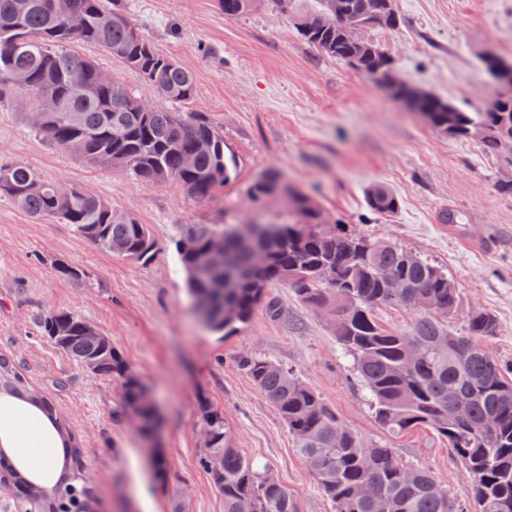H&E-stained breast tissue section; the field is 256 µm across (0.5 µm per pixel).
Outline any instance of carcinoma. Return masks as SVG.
I'll return each mask as SVG.
<instances>
[{"label":"carcinoma","mask_w":512,"mask_h":512,"mask_svg":"<svg viewBox=\"0 0 512 512\" xmlns=\"http://www.w3.org/2000/svg\"><path fill=\"white\" fill-rule=\"evenodd\" d=\"M256 0H222L224 16L250 12ZM295 17L298 34L319 54L343 61L376 86L388 81L393 65L375 43L356 44L336 23L330 0ZM344 12L362 23L387 12V28L400 25L394 0H342ZM78 12L83 27L65 28L61 19ZM93 44L119 61L134 78L164 101L187 104L196 94L195 77L176 59L158 53L139 30L124 0H0V101L17 88L2 79L23 80L43 125L35 136L70 151L94 167L119 169L141 185L175 184L206 203L224 187L237 167L225 153L224 130L203 112H172L144 99L131 84L97 82L98 64L78 54ZM417 110L429 126L483 150L512 160V95L498 112L467 110L430 94ZM256 203L277 196L292 199L293 223L190 224L175 241L188 292L208 297L207 316L215 332L230 333L261 308L272 319L281 309L271 288L283 285L331 327L342 354L368 393L380 427L391 437L427 428L448 441L463 469V494L473 512H512V365L494 358L485 346L498 322L474 309L456 331L450 320L462 306V288L434 263L402 246L348 232L323 230L325 217L308 195L267 171L249 189ZM30 217L69 224L83 238L135 264L156 254L145 224L85 187L67 193L46 181L28 163L0 164V198ZM369 212L390 216L398 198L386 185L365 190ZM333 268L325 282L321 271ZM381 307L414 314L407 331L386 328L375 319ZM87 321L58 310L41 330L60 352L77 362L92 361L95 375L119 388L118 414L139 416L144 436L153 433L148 387L112 346L108 336L92 338ZM235 366L273 406L293 437L295 448L318 469L311 475L333 512H463L448 487L431 472L404 461L388 443H373L350 428L307 383L255 352H241ZM16 400L37 412L54 430L63 455L61 478L43 485L29 470L0 453V481L18 496L10 512H91L93 487L82 480L81 439L58 414L52 399L33 387L13 360L0 353V399ZM197 414L210 428L198 459L224 501V512H295L292 496L270 469L245 455L223 411L199 400ZM219 459L221 467H212Z\"/></svg>","instance_id":"cac0c4a2"}]
</instances>
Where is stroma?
<instances>
[{
	"mask_svg": "<svg viewBox=\"0 0 512 512\" xmlns=\"http://www.w3.org/2000/svg\"><path fill=\"white\" fill-rule=\"evenodd\" d=\"M142 34L176 58L196 81L188 112L224 129L234 177L200 203L172 184L144 186L109 168L88 166L69 151L34 137L25 110L0 102V162L22 160L59 187H87L148 226L156 243L145 265L105 252L70 225L35 220L0 198V352L54 400L82 439L98 512H224L198 466L197 404L222 409L241 450L268 464L292 495L296 512H332L287 428L264 394L233 365L242 351L288 368L366 438L386 440L331 328L285 287H274L284 317L256 311L224 336L191 307L174 241L188 224L272 223L290 219L285 197L253 203L251 184L277 171L341 223L401 245L447 271L462 287V308L491 312L499 332L487 346L512 363V164L471 141L437 132L346 63L314 52L292 17L318 0H259L229 19L221 0H125ZM398 29L365 36L393 59L406 81L456 105L480 107L492 88L479 58L512 49V0H395ZM390 187L399 200L390 218L369 214L364 191ZM456 209L465 224L493 240L484 250L449 233L441 213ZM86 270L84 284L61 277L57 263ZM64 309L110 336L149 386L160 415L154 439L112 417L119 391L87 372L42 336L39 321ZM403 460L426 467L461 494V465L447 442L426 429L390 441ZM168 463L159 482L154 456Z\"/></svg>",
	"mask_w": 512,
	"mask_h": 512,
	"instance_id": "1",
	"label": "stroma"
}]
</instances>
